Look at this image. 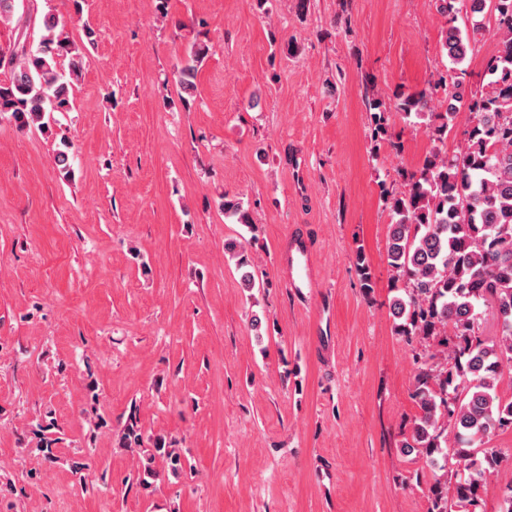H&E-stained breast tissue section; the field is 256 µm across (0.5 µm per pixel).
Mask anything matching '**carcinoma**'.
<instances>
[{"mask_svg": "<svg viewBox=\"0 0 512 512\" xmlns=\"http://www.w3.org/2000/svg\"><path fill=\"white\" fill-rule=\"evenodd\" d=\"M445 19L441 47L451 70L459 69L483 33L486 16L494 20L498 49L485 63L488 82L470 98L448 92L444 111H436L433 90L398 98L395 109L403 119L425 123L437 145L420 166L403 170V189L382 190L391 213L387 253L391 268L390 304L395 335L417 342L424 354L416 358L412 398L418 413L409 436L401 442L415 455L426 476L428 512H483L482 491L487 481L509 467L512 452L490 446L492 436L512 428V398L500 392L503 368L512 366V0H436ZM465 13L470 27L455 25ZM44 34L35 50L9 55V81L0 83V119L18 127L41 128L70 110L73 80L83 68V56L60 27L59 18H43ZM209 46L194 44L174 81L181 99L197 90L199 65ZM69 59L68 71L60 61ZM374 110L373 138L388 135L384 103L368 101ZM468 114L464 145L445 149L448 132L460 113ZM224 218L252 225L238 200H224ZM244 287L256 281L244 246L230 243ZM492 311L498 336L484 339L480 320ZM84 414L94 429L104 427L99 414L100 394L87 385ZM31 452L51 466L58 460L60 425L47 411L23 423ZM119 447L136 459V482L160 472L174 477L184 468L175 438L144 437L137 406L118 432Z\"/></svg>", "mask_w": 512, "mask_h": 512, "instance_id": "1", "label": "carcinoma"}]
</instances>
